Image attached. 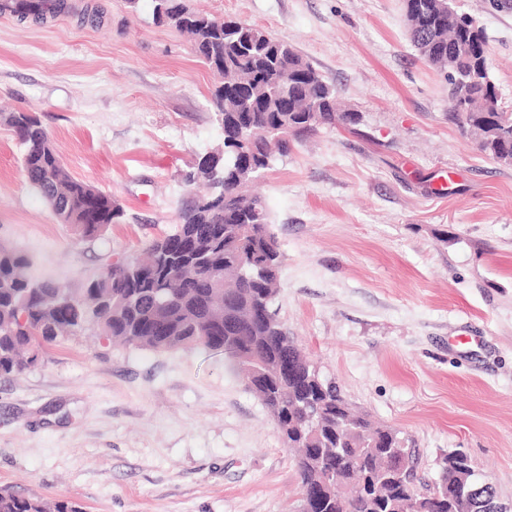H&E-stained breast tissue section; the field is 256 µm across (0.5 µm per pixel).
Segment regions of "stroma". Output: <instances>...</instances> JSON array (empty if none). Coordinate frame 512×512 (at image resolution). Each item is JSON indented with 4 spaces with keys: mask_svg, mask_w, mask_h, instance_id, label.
Segmentation results:
<instances>
[{
    "mask_svg": "<svg viewBox=\"0 0 512 512\" xmlns=\"http://www.w3.org/2000/svg\"><path fill=\"white\" fill-rule=\"evenodd\" d=\"M41 22L0 14V108L34 112L70 175L120 223L77 239L29 185L0 125V244L79 294L171 232L183 180L221 144V78L152 0H71ZM287 40L336 88L355 130L322 128L257 191L284 254L278 308L352 407L397 429L434 484L459 449L512 504V167L448 120V84L407 33L403 0H189ZM487 41L512 112V9L454 0ZM0 488L82 512H299L276 425L223 351H152L87 334L0 379Z\"/></svg>",
    "mask_w": 512,
    "mask_h": 512,
    "instance_id": "stroma-1",
    "label": "stroma"
}]
</instances>
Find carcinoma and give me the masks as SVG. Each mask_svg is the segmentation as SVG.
Listing matches in <instances>:
<instances>
[{
	"instance_id": "obj_1",
	"label": "carcinoma",
	"mask_w": 512,
	"mask_h": 512,
	"mask_svg": "<svg viewBox=\"0 0 512 512\" xmlns=\"http://www.w3.org/2000/svg\"><path fill=\"white\" fill-rule=\"evenodd\" d=\"M412 42L448 80V121L497 159L512 155V113L495 110L484 33L466 41L474 18L452 0H404ZM166 24L189 35L197 55L224 75L213 104L224 146L201 158L185 182L190 192L173 231L152 240L145 257L120 260L91 280L76 299L33 280L27 258L0 247V377L20 374L43 347L90 333L136 348L222 350L274 418L295 458L301 495L315 512H489L496 492L480 483L463 451L442 459L439 495L424 488L414 455L399 432L356 413L336 383L322 377L279 318L275 300L283 254L270 213L251 185L272 162L322 127L354 126L359 118L336 107V89L284 39L241 21L218 20L175 0ZM63 0H3L22 19L60 12ZM22 147L29 184L60 223L80 239L121 221L122 207L67 171L50 134L32 112L0 113ZM336 480L316 491L326 470ZM0 512H81L73 503L0 488Z\"/></svg>"
}]
</instances>
